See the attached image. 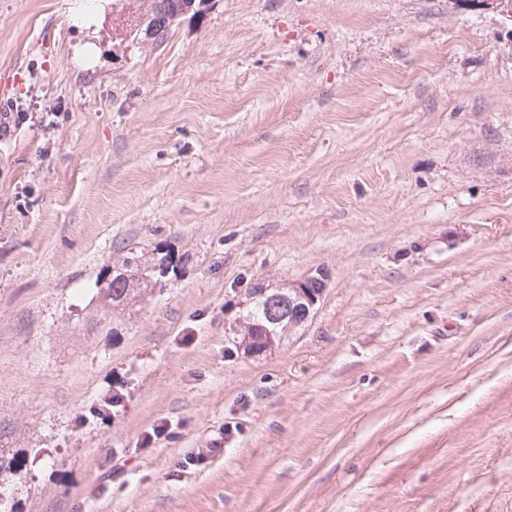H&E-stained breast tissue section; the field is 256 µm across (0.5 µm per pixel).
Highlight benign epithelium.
<instances>
[{
    "label": "benign epithelium",
    "mask_w": 512,
    "mask_h": 512,
    "mask_svg": "<svg viewBox=\"0 0 512 512\" xmlns=\"http://www.w3.org/2000/svg\"><path fill=\"white\" fill-rule=\"evenodd\" d=\"M212 0H128L126 10L113 18L112 39L129 38L154 42L158 36L159 22H177L185 18L201 19L209 10ZM326 289L325 276L318 273L288 284V332L304 327L314 317L316 306Z\"/></svg>",
    "instance_id": "obj_1"
}]
</instances>
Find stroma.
<instances>
[{"label": "stroma", "instance_id": "stroma-1", "mask_svg": "<svg viewBox=\"0 0 512 512\" xmlns=\"http://www.w3.org/2000/svg\"><path fill=\"white\" fill-rule=\"evenodd\" d=\"M124 7L0 0L15 512H512V17L215 0L137 44ZM124 248L167 263L112 308ZM319 272L297 335L236 346L246 288ZM175 429L170 421L165 419L155 421L148 430L141 434L142 446H149L161 438L168 441L176 439L178 433L175 432Z\"/></svg>", "mask_w": 512, "mask_h": 512}]
</instances>
